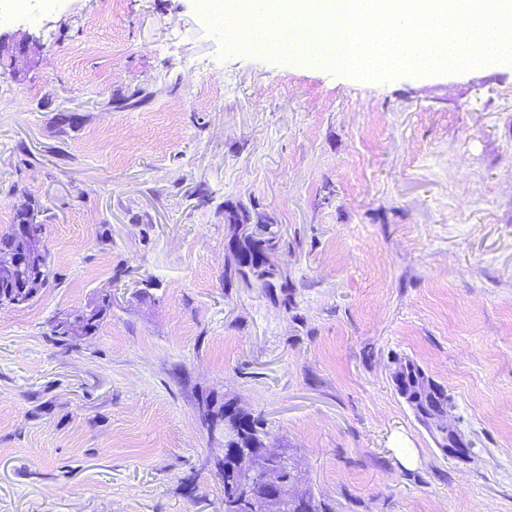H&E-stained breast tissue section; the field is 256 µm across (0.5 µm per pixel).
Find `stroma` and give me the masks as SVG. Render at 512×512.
Here are the masks:
<instances>
[{
    "label": "stroma",
    "instance_id": "obj_1",
    "mask_svg": "<svg viewBox=\"0 0 512 512\" xmlns=\"http://www.w3.org/2000/svg\"><path fill=\"white\" fill-rule=\"evenodd\" d=\"M241 204L287 303L224 283ZM24 210L52 274L0 309V512H224L208 395L329 512H512V63L361 80L226 48L196 0H61L0 25V234ZM257 225L262 228L261 235L255 238L238 241L237 246L239 252L249 254L252 259L270 252L279 253L283 250H287L288 252V243H284L280 234L271 229L270 224ZM398 387L400 394L414 406L420 420L430 431L441 434L444 446L457 447L454 441L448 443V429L443 422L444 417L448 416L447 396L431 388L424 374L412 365H406L398 372ZM238 419L242 421L246 434L258 445L255 448H241L242 454L264 457L268 461L279 454L282 448L271 450L261 446L263 441L267 440L268 432L264 429L263 423L259 418H255L251 413L241 409L238 412Z\"/></svg>",
    "mask_w": 512,
    "mask_h": 512
}]
</instances>
